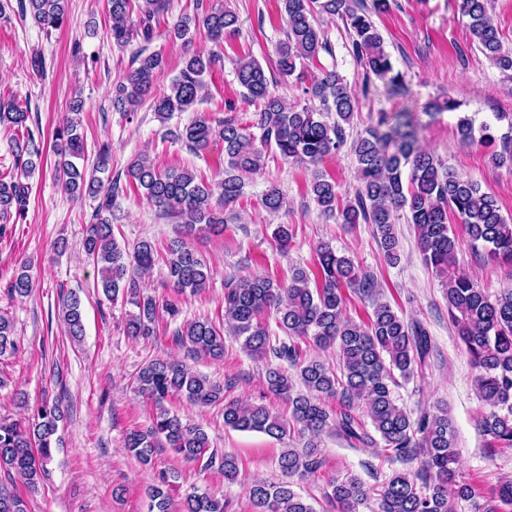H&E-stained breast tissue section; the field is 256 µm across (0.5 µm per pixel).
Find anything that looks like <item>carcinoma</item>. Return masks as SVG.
I'll use <instances>...</instances> for the list:
<instances>
[{"instance_id": "cac0c4a2", "label": "carcinoma", "mask_w": 512, "mask_h": 512, "mask_svg": "<svg viewBox=\"0 0 512 512\" xmlns=\"http://www.w3.org/2000/svg\"><path fill=\"white\" fill-rule=\"evenodd\" d=\"M65 0H28L36 25L51 33L59 29L65 16ZM286 23L285 39L276 47L277 70L281 78L322 52H331L316 15L340 20L349 37L347 50L365 69L366 75L386 80L391 97L408 91L403 73L394 69L385 51L383 38L372 15L389 11L396 0H279ZM112 19V39L126 45L139 36L150 41L154 22L165 11L162 0H107ZM138 4L137 23H130L133 4ZM460 10L469 20L473 42L500 70L512 71V50L505 47L502 34L489 14V0H460ZM204 32L214 42L237 31V15L225 5L210 7L193 17L185 15L172 26L174 37L184 39L191 31ZM137 66L113 91V107L132 112L151 93L163 69L162 57L141 49L134 55ZM216 64L213 55L195 53L185 59L179 73L171 79L169 93L151 99V108L161 122L175 112H186L201 97L204 76ZM236 77L243 96L257 105L251 124L244 125L230 116L216 122L205 116L169 135L189 149H206L221 141L224 156L219 160L224 178L212 184L188 169L160 170L141 155L128 167V176L141 188L155 207L185 220L188 232L214 229L227 222L224 210L243 194L245 178L264 167L267 153L276 152L289 163L316 167L323 160L349 147L355 157L359 185L346 205L337 208L336 181L315 173L311 193L321 212L336 216L345 225L369 224L385 258L399 260V241L395 232L400 212L406 211L414 225L424 263L440 278L448 298V316L456 328L465 353L476 369L474 379L484 411L480 427L488 437V447L512 449V290L496 296L487 294L470 276L457 267L459 241L448 215L461 224L473 246H482L487 256L512 273V223L502 215L495 196L481 189L419 144V128L408 112H382L376 123L355 138H349L358 110V99L347 81L335 71L306 88L305 94L319 105L287 107L271 88L264 67L252 57L236 63ZM30 112L15 104L0 101V124L28 129ZM465 144L496 143L493 127L475 126L463 117L457 126ZM54 151L58 156L54 176L70 195L87 192L103 195V201L88 225L83 242L88 259L100 275L104 295L122 298L133 306L126 325L127 334L148 337L153 334L160 308L175 311V304L163 305L142 292L139 274L161 260L167 268L172 288L178 294H196L207 287L212 269L191 243L177 239L160 248L141 240L129 251L120 246L109 219L101 212L112 207L122 191L120 182L103 186L96 174L106 170L109 147H100L88 178L78 166L83 159L82 137L77 122L70 119L56 130ZM32 139L18 145L23 157L20 172L0 177V217L24 216L29 203L27 179L42 162L39 149L30 147ZM497 167L512 169V135L503 137L501 150L493 152ZM285 197L275 185L261 196V205L276 213ZM34 283L26 263H21L7 288L11 297H27ZM349 289L371 302L367 320L345 315L343 289ZM65 332L74 343L85 332L80 298L69 294L59 299ZM274 316L286 339L271 344L266 317ZM224 324L221 330L208 320H195L174 333L176 341L190 356H224V335L241 340L248 354L265 360L264 381L272 395L288 401L291 422H286L264 404L227 400L224 392L231 383L219 384L194 371L182 361L155 359L136 375L137 392L156 406L146 430L126 435V448L143 464L152 461L163 445L182 459L203 470L218 467L224 479L239 476L237 459L218 456L210 450V440L199 425L185 422L164 406L176 396L188 404L206 407L224 403V425L243 432H260L276 440L287 436L291 424L300 426L302 447L285 448L278 466L286 479L268 483L255 480L249 488L254 512H314V508L294 489L293 478L321 472L324 459L321 436L333 432L351 448L383 447L391 462L417 463L413 470L395 471L377 491V512H453L452 503H471L474 512H512V476H504L495 494L485 497L473 484L458 479L456 447L448 409L438 405L434 411L413 413L397 405L394 388L425 370L432 349L427 328L417 320H406L382 298L374 280L359 271L352 260L339 255L328 243L317 249L315 270L295 266L288 282L261 275L229 276L224 279ZM338 349L339 364L332 368L319 360L304 361L299 342ZM19 350L12 320L0 313V361ZM298 368L288 374L281 362ZM336 401V408L329 401ZM64 416L56 402L42 401L27 409L18 419L0 418V471L8 478H19L30 491H37L46 477L58 439V422ZM163 475L149 488L154 512H171L164 490ZM326 499L339 512H357L366 503L368 490L356 475L329 480ZM0 512H27L17 491L0 485ZM182 512H225L224 499L209 492L192 491L182 503Z\"/></svg>"}]
</instances>
